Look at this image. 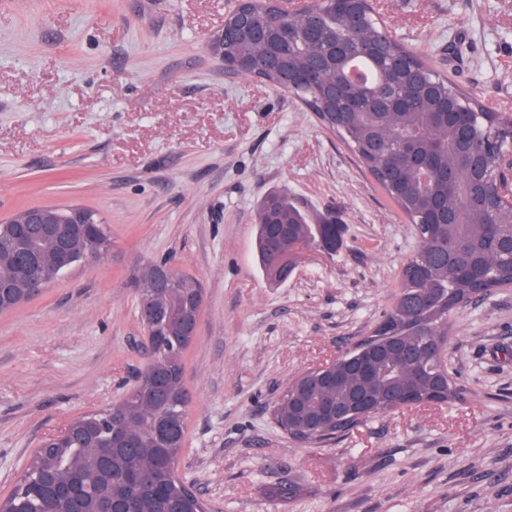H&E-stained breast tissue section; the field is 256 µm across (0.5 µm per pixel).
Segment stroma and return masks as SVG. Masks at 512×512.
<instances>
[{"instance_id": "obj_1", "label": "stroma", "mask_w": 512, "mask_h": 512, "mask_svg": "<svg viewBox=\"0 0 512 512\" xmlns=\"http://www.w3.org/2000/svg\"><path fill=\"white\" fill-rule=\"evenodd\" d=\"M231 2L0 0V217L78 203L112 234L104 259L0 314V497L44 437L135 385L147 357L128 282L166 258L203 288L178 474L206 512H512V285L452 317L459 400L332 444L275 424L296 375L371 334L418 239L313 112L209 55ZM375 8L435 71L512 113V0ZM272 190L342 226L332 254L301 252L276 284L253 244Z\"/></svg>"}]
</instances>
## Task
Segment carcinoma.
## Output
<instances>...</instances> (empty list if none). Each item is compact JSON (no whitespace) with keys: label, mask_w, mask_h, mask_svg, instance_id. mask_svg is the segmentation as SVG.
Segmentation results:
<instances>
[{"label":"carcinoma","mask_w":512,"mask_h":512,"mask_svg":"<svg viewBox=\"0 0 512 512\" xmlns=\"http://www.w3.org/2000/svg\"><path fill=\"white\" fill-rule=\"evenodd\" d=\"M243 7L258 18L263 34L225 42V60L246 59L245 76L294 94L311 109L323 104L331 88H342L344 95L323 108V124L421 235L383 320L327 370L335 383L322 385L313 369L299 374L274 407L276 425L294 439L314 427L326 440L399 409L398 398L407 391H415L422 403L457 400L445 365L427 348L448 346L454 312L472 300L474 284L463 269L482 265L487 290L512 285V206L496 195L494 157L475 164L453 124L442 119L439 102L451 96L460 111L472 113L473 134L491 149L512 133V113L486 107L434 71L387 31L364 0L353 14L336 0H316L313 14L291 18L276 14L274 0H239L224 14V23L232 26ZM304 59L320 60L318 73L308 82L290 83V71ZM480 190L486 199L475 206L471 198ZM340 237V225L327 217L311 222L281 192L267 194L257 206L256 252L272 283L285 279L276 262L279 253L316 244L334 247ZM63 240L74 251L112 248L105 224L89 231L69 224L0 222V260L13 269L0 279L5 300L0 313L33 298L25 270L38 252H53ZM200 291L196 278L181 274L150 327L156 365L145 368L114 415L105 409L77 416L70 421L74 438L60 448L36 449L12 491L0 499V512H41L30 487L47 476L70 474L85 477L81 507L94 512L109 496L133 497L137 512H166L172 504L180 512H205L176 472L184 443L183 355L193 342L176 326Z\"/></svg>","instance_id":"cac0c4a2"}]
</instances>
